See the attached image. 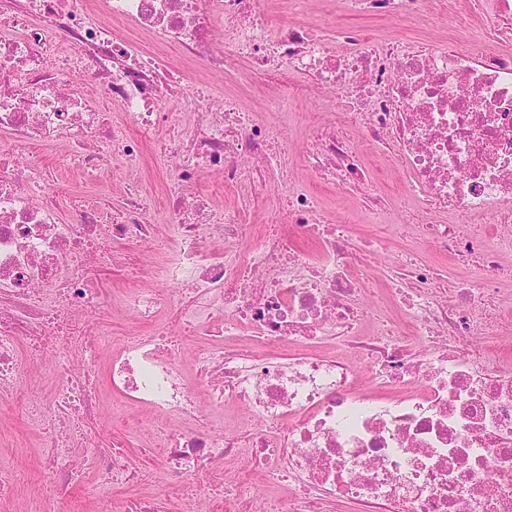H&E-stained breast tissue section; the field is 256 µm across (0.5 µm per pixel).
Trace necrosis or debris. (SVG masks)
<instances>
[{"label": "necrosis or debris", "instance_id": "necrosis-or-debris-1", "mask_svg": "<svg viewBox=\"0 0 512 512\" xmlns=\"http://www.w3.org/2000/svg\"><path fill=\"white\" fill-rule=\"evenodd\" d=\"M343 4L387 20L446 9ZM482 30L451 43L341 29L330 41L314 26L272 25L265 0H0L11 143L0 150V400L18 403L41 448L36 471L0 470V488H69L72 450L84 447L100 492L148 490L111 499L110 512H201L206 501L228 512H332L339 501L512 512V307L500 288L512 280V0H495ZM242 59V90L269 104L333 94L341 110L313 120L298 164L356 200L368 224L406 198L418 240L451 253L461 276L402 250L379 271L385 240L352 243L295 183L281 123L186 71ZM160 131L155 195L139 171ZM362 140L399 173L398 199L377 192ZM61 145L47 164L42 151ZM62 169L86 183L115 173L121 206L74 196L62 222ZM245 182L279 189L277 217L257 226L247 209L218 205ZM478 218L500 235L474 241ZM105 268L125 288H101ZM105 310L128 321L124 336L83 324ZM49 355L59 381L41 397L29 381ZM135 413L149 418L145 469L122 437L98 436Z\"/></svg>", "mask_w": 512, "mask_h": 512}]
</instances>
